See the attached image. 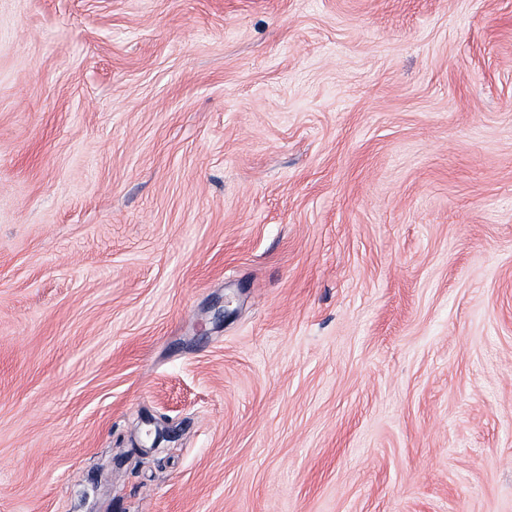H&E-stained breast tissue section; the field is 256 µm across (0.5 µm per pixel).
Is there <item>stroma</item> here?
<instances>
[{
  "instance_id": "35a3bbf8",
  "label": "stroma",
  "mask_w": 512,
  "mask_h": 512,
  "mask_svg": "<svg viewBox=\"0 0 512 512\" xmlns=\"http://www.w3.org/2000/svg\"><path fill=\"white\" fill-rule=\"evenodd\" d=\"M0 512H512V0H0Z\"/></svg>"
}]
</instances>
